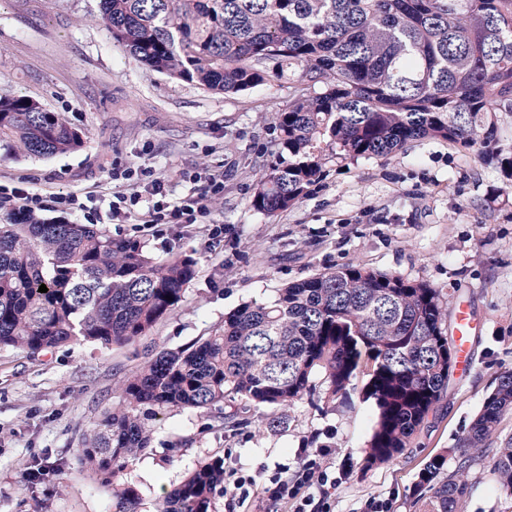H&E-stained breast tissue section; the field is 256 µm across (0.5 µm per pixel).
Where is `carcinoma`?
Wrapping results in <instances>:
<instances>
[{"mask_svg":"<svg viewBox=\"0 0 512 512\" xmlns=\"http://www.w3.org/2000/svg\"><path fill=\"white\" fill-rule=\"evenodd\" d=\"M100 20L130 58L159 74L223 92L296 77L322 92L295 95L274 116L288 165L261 177L251 204L266 215L296 204L322 172V156H387L414 139L482 149L512 180V144L497 139L512 112V0H100ZM83 133L26 97L0 98V159L52 157L83 147ZM196 262L148 256L92 224H0V348L29 355L74 342L150 341L182 299ZM48 291L39 292L41 285ZM448 307L425 281L354 264L291 283L268 302L245 303L193 344L148 349L119 383L121 399L78 449L88 469L112 478L151 449L161 410L196 411L236 429L248 423L224 403L268 409L264 423L312 390L325 373L331 395H360L377 411L363 457L392 461L448 390L454 359ZM512 410L503 373L457 449L419 471L418 512H458L469 472L488 460L512 498V445L488 448ZM224 491V460L199 464L155 512H211ZM116 512H140L136 491L112 488Z\"/></svg>","mask_w":512,"mask_h":512,"instance_id":"obj_1","label":"carcinoma"}]
</instances>
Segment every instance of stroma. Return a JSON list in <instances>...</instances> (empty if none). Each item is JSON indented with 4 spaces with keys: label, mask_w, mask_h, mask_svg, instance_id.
<instances>
[{
    "label": "stroma",
    "mask_w": 512,
    "mask_h": 512,
    "mask_svg": "<svg viewBox=\"0 0 512 512\" xmlns=\"http://www.w3.org/2000/svg\"><path fill=\"white\" fill-rule=\"evenodd\" d=\"M295 82L272 80L224 94L143 69L99 19V0H0V97L24 96L62 113L85 134L81 150L52 158L0 161V183L43 197L62 189L109 203L112 171L147 169L166 181L168 200L200 193L208 174L224 188L206 196L204 223L170 224L163 238L138 232L142 207L104 225L158 258L191 255L196 276L154 334L175 349L223 325L226 313L263 302L278 288L345 264L426 281L449 310L466 305L477 329L464 373H451L436 412L393 462L362 468L374 425L360 403L365 377L332 397L323 373L290 405L275 429L248 409L235 431L191 411L159 412L152 448L112 479L133 487L141 512L200 462L224 459L243 474L296 471L302 448H325L335 484L314 487L331 512H362L367 500L388 512H414L413 489L429 458L458 447L499 376L512 371V181L478 150L414 140L389 156L327 153L323 176L295 206L268 216L251 205L257 181L280 158L273 117L294 98ZM220 224L223 235L208 236ZM141 345L73 343L29 357L0 349V512H114L108 484L80 464L78 448L119 400L118 383ZM472 492L459 512H512L488 461L470 471Z\"/></svg>",
    "instance_id": "1"
}]
</instances>
